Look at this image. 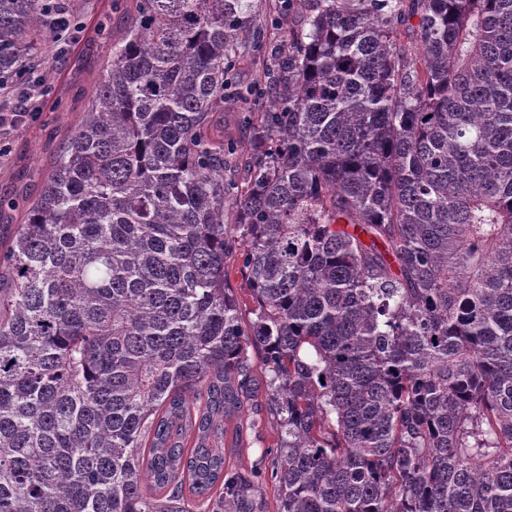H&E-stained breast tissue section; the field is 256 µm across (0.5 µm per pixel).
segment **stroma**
Here are the masks:
<instances>
[{
    "label": "stroma",
    "mask_w": 512,
    "mask_h": 512,
    "mask_svg": "<svg viewBox=\"0 0 512 512\" xmlns=\"http://www.w3.org/2000/svg\"><path fill=\"white\" fill-rule=\"evenodd\" d=\"M76 27L55 43L45 30L40 56L50 75L0 91V115L17 114L14 125L0 128V239L12 238L25 223L28 207L39 197L54 159L88 107L101 82L113 42L136 15V0H61ZM262 373H255L244 420L261 423V434L237 432L229 421L224 435L227 464L250 467L260 448L272 444L274 417L267 405Z\"/></svg>",
    "instance_id": "35a3bbf8"
}]
</instances>
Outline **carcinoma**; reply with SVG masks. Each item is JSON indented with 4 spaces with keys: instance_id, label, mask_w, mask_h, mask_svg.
I'll return each mask as SVG.
<instances>
[{
    "instance_id": "carcinoma-1",
    "label": "carcinoma",
    "mask_w": 512,
    "mask_h": 512,
    "mask_svg": "<svg viewBox=\"0 0 512 512\" xmlns=\"http://www.w3.org/2000/svg\"><path fill=\"white\" fill-rule=\"evenodd\" d=\"M137 2L0 245V512H512V0H305L273 61L252 0ZM50 4L0 0V83ZM248 356L253 365L255 381L252 382L250 404L245 406V413L242 418L244 424L243 436L238 437L235 432L236 426L240 421L230 420L226 425V433L224 435V458L226 459V464L249 469L260 456V448L273 443L275 434L272 426L275 420L273 415L270 414L267 405L265 378L260 368L256 366L259 364V355L257 351L249 348ZM251 419L261 420L264 442L257 440L255 433L248 429L247 423Z\"/></svg>"
}]
</instances>
